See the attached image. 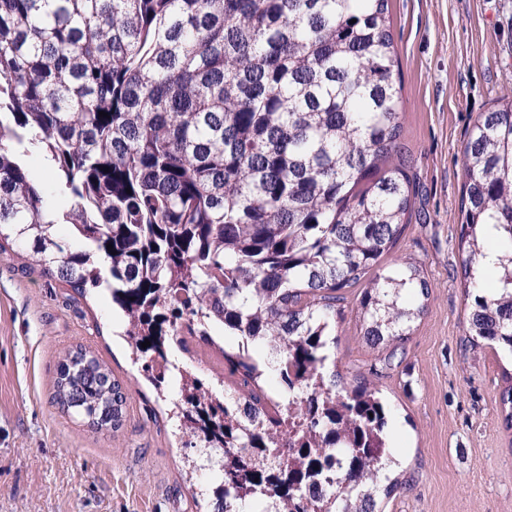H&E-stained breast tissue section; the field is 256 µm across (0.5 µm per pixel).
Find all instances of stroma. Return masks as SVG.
I'll list each match as a JSON object with an SVG mask.
<instances>
[{"label": "stroma", "mask_w": 512, "mask_h": 512, "mask_svg": "<svg viewBox=\"0 0 512 512\" xmlns=\"http://www.w3.org/2000/svg\"><path fill=\"white\" fill-rule=\"evenodd\" d=\"M400 60L402 142L416 184L410 224L382 258L423 266L426 310L400 345L399 365L368 345L356 316L360 288L345 292L336 325L337 388L374 383L391 408L388 428L400 484L382 512H512V430L500 393L512 355L466 349L459 277L463 149L482 112L512 92V0H389ZM127 319L102 288L76 294L13 244L0 246V512H211L173 414L123 333ZM187 337L171 356L216 392L236 391L223 348ZM83 349L126 393L120 429H93L54 399L57 367Z\"/></svg>", "instance_id": "obj_1"}]
</instances>
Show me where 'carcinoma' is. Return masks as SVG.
Wrapping results in <instances>:
<instances>
[{
    "instance_id": "cac0c4a2",
    "label": "carcinoma",
    "mask_w": 512,
    "mask_h": 512,
    "mask_svg": "<svg viewBox=\"0 0 512 512\" xmlns=\"http://www.w3.org/2000/svg\"><path fill=\"white\" fill-rule=\"evenodd\" d=\"M399 71L389 0H0V240L80 294L110 291L146 378L177 392L182 432L224 449L212 512L276 498L277 512H378L398 486L387 403L366 381L336 391L328 363L341 291L411 219ZM32 149L54 190L27 170ZM463 166L467 335L512 351V97L474 124ZM489 249L498 268L478 276ZM428 298L416 262L377 270L357 311L366 342L403 340ZM214 325L238 337L223 351L237 396L169 359L184 332L213 343ZM261 350L277 395L258 384ZM76 356L56 403L119 428L121 384ZM293 406L303 443L284 429Z\"/></svg>"
}]
</instances>
